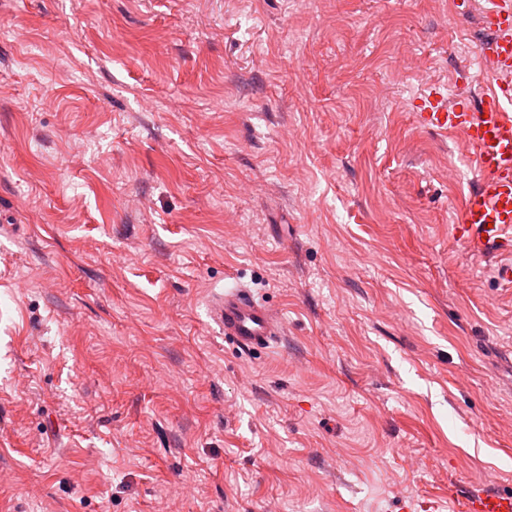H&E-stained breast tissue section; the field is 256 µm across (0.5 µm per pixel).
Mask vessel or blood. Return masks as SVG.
Masks as SVG:
<instances>
[{
  "mask_svg": "<svg viewBox=\"0 0 512 512\" xmlns=\"http://www.w3.org/2000/svg\"><path fill=\"white\" fill-rule=\"evenodd\" d=\"M456 12L478 10L492 38L483 50L485 87L478 103L444 97L430 100L419 114L430 129L464 140L476 179L459 207L453 236L476 260L491 259L496 279L512 288V0H452ZM210 321L244 351L269 348L282 323L268 306L242 287L208 305ZM462 512H512V491L495 488L465 493Z\"/></svg>",
  "mask_w": 512,
  "mask_h": 512,
  "instance_id": "b4317fda",
  "label": "vessel or blood"
}]
</instances>
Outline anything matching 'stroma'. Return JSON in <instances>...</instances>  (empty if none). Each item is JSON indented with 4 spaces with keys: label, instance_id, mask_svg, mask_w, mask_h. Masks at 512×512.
<instances>
[{
    "label": "stroma",
    "instance_id": "obj_1",
    "mask_svg": "<svg viewBox=\"0 0 512 512\" xmlns=\"http://www.w3.org/2000/svg\"><path fill=\"white\" fill-rule=\"evenodd\" d=\"M449 0H0V512H461L512 490V291L418 104ZM248 287L268 353L206 316ZM463 512H512V491L484 488L465 493L461 503Z\"/></svg>",
    "mask_w": 512,
    "mask_h": 512
}]
</instances>
